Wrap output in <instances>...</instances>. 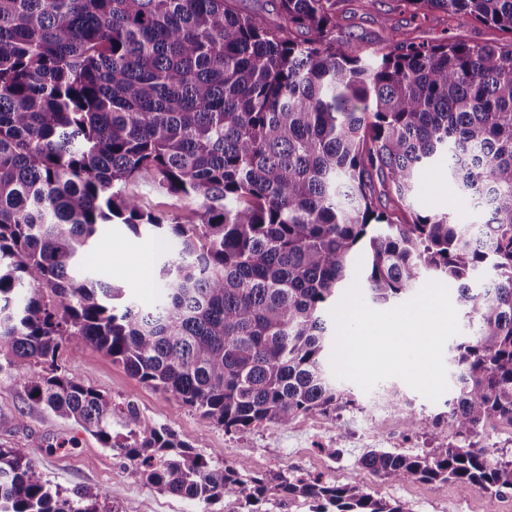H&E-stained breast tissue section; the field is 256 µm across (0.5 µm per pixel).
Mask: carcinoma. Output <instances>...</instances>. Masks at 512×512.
Wrapping results in <instances>:
<instances>
[{"label": "carcinoma", "mask_w": 512, "mask_h": 512, "mask_svg": "<svg viewBox=\"0 0 512 512\" xmlns=\"http://www.w3.org/2000/svg\"><path fill=\"white\" fill-rule=\"evenodd\" d=\"M235 2L0 0V372L19 369L32 408L75 420L167 493L236 496L247 512L275 494L313 512H413L354 478L259 476L132 411L114 434L118 404L60 353L93 347L226 432L286 427L352 403L325 369L324 311L354 261L374 303L447 279L473 327L454 348L458 443L371 449L359 466L512 493V461L474 441L512 424V0H402L503 44L394 34L368 52L339 39L341 0H275L274 36ZM438 153L485 222L411 209ZM375 174L402 215L378 208ZM145 189L192 202L193 218L148 208ZM107 224L175 244L157 260L163 303L73 274ZM0 512L103 509L97 488L64 493L30 448L0 446Z\"/></svg>", "instance_id": "1"}]
</instances>
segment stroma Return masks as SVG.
<instances>
[{
  "label": "stroma",
  "mask_w": 512,
  "mask_h": 512,
  "mask_svg": "<svg viewBox=\"0 0 512 512\" xmlns=\"http://www.w3.org/2000/svg\"><path fill=\"white\" fill-rule=\"evenodd\" d=\"M342 10V37L356 50L385 47L394 30L429 44L448 36L468 43L503 38L494 27L479 22L461 26L440 11L413 14L400 8L397 0H373L366 9L361 0H345ZM447 167L448 158L442 154L421 170L416 208L448 213L466 224L485 221L486 213L461 197ZM161 250L155 239L135 236L125 225L110 224L103 227L94 244L95 260L87 273L118 283L131 302L154 305L163 298L157 272L139 270L138 263ZM62 362L86 385L111 396L120 409L134 410L149 425L167 427L183 441L203 442L207 451L222 452L225 462L245 460L257 473L322 476L339 483L356 477L374 497L409 502L414 512H512V494L494 498L476 490L463 496L449 483H392L360 469V456L372 448L417 454L437 442L454 440L446 398L429 400L398 378L385 379L368 392L352 381L341 380L352 403L337 415L303 413L284 429L262 424L243 433H228L199 412L131 377L123 365L94 348H84L75 356L63 353ZM393 393L417 413L437 421V428L408 432L387 405ZM1 444L36 445L40 468L51 485L61 489L97 487L103 505L119 512H245L243 500L235 497L196 503L148 485L118 452L103 448L74 422L32 409L26 387L7 372H0ZM331 447L336 448V455H328Z\"/></svg>",
  "instance_id": "stroma-1"
}]
</instances>
